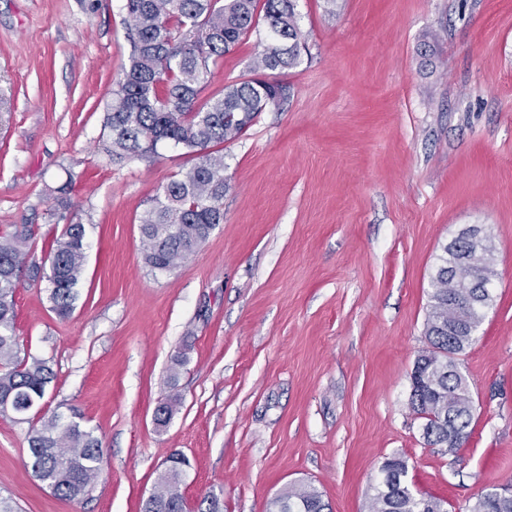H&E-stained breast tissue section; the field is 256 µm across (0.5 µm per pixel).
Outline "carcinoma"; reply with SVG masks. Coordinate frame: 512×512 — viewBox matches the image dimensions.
Returning a JSON list of instances; mask_svg holds the SVG:
<instances>
[{"mask_svg":"<svg viewBox=\"0 0 512 512\" xmlns=\"http://www.w3.org/2000/svg\"><path fill=\"white\" fill-rule=\"evenodd\" d=\"M125 0L127 64L106 103V152L112 162L147 160L158 145L171 142L191 158L140 217L144 260L153 270L174 269L194 254L219 224L224 223V143L236 140L262 112L278 111L288 98V85L265 77L267 71L292 69L301 62L307 37L297 20V0ZM263 38L253 62L254 77L203 96L210 66L242 39ZM73 178L55 189L50 217L63 225L49 244V273L27 264V242L34 229L0 232V414L16 413L19 405H38L54 375L46 362L31 363L18 354L16 294L20 273L46 278L51 309L61 319L74 310L85 261V226L69 214ZM464 270L448 272V255L440 258L425 318L430 347L418 356L411 373L410 407L424 420V438L447 444L454 452L456 435L470 434L474 402L466 378L448 353L462 354L473 338L469 324L484 319L483 306L451 320L452 283ZM456 331L448 334V325ZM103 462L101 440L78 420L53 415L33 429L26 465L34 476L62 499L75 500L97 479ZM184 456L158 478L142 512H186L181 493ZM401 457L387 459L369 498L368 512H447L444 502L414 492ZM269 512H330L320 492L309 484L288 488L270 502ZM465 512H512V495L494 488L483 491Z\"/></svg>","mask_w":512,"mask_h":512,"instance_id":"carcinoma-1","label":"carcinoma"}]
</instances>
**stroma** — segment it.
I'll return each mask as SVG.
<instances>
[{"instance_id": "35a3bbf8", "label": "stroma", "mask_w": 512, "mask_h": 512, "mask_svg": "<svg viewBox=\"0 0 512 512\" xmlns=\"http://www.w3.org/2000/svg\"><path fill=\"white\" fill-rule=\"evenodd\" d=\"M297 13L309 52L272 74L288 101L224 147L223 224L159 273L139 218L191 162L170 145L151 162L104 150L124 0H0V231L33 226L29 259L45 264L61 232L51 190L70 177L87 253L70 318L47 281L16 295L19 355L55 378L29 415L0 414L14 512H141L177 451L189 512L210 492L224 512H267L300 483L332 512H367L394 456L448 512L512 485V0H298ZM262 49L243 39L208 92L252 77ZM475 224L492 239L494 302L458 357L474 412L452 454L425 440L410 373L443 247ZM74 412L104 459L69 501L25 460L32 428Z\"/></svg>"}]
</instances>
